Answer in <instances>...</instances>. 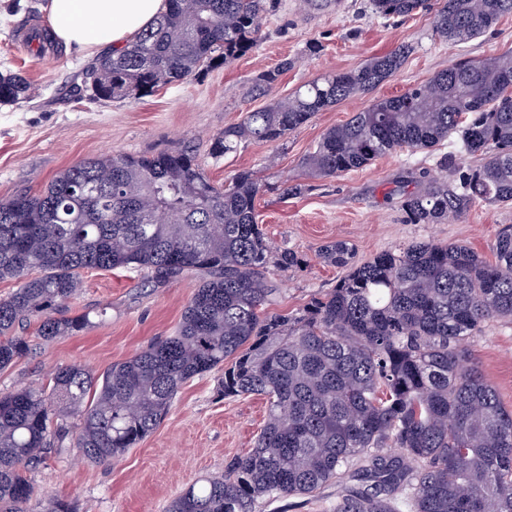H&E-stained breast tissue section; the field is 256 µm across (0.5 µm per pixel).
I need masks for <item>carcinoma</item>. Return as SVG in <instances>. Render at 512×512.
<instances>
[{
    "label": "carcinoma",
    "mask_w": 512,
    "mask_h": 512,
    "mask_svg": "<svg viewBox=\"0 0 512 512\" xmlns=\"http://www.w3.org/2000/svg\"><path fill=\"white\" fill-rule=\"evenodd\" d=\"M372 14L405 18L429 0H369ZM275 0H168L123 50L108 52L74 86L99 100L159 87L253 51ZM512 15V0H437L436 35L467 44ZM409 48L314 78L247 112L210 144L211 156L270 144L322 112L395 76ZM30 98L25 76L0 74V104ZM454 150L401 192L409 224H444L473 205L512 204V50L462 58L403 94L327 130L302 161L306 178L334 177L398 152ZM464 156L474 158L466 164ZM264 184L252 170L224 187L197 151L88 158L37 194L0 201V370L30 349L27 320L49 341L91 324L68 303L88 270L135 272L147 283L198 274L173 335L102 374L57 367L47 389L0 392V512H32L29 471L70 441L88 463L122 458L150 434L191 379L224 369L226 398L262 396L253 446L221 476L182 490L167 512H261L346 477L329 512H512V409L470 359L469 340L512 321V226L488 263L460 243L422 240L354 261L344 240L320 259L345 269L336 286L291 313L269 311L273 274L301 264L268 241L255 213Z\"/></svg>",
    "instance_id": "obj_1"
}]
</instances>
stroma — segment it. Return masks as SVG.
Instances as JSON below:
<instances>
[{"label":"stroma","instance_id":"1","mask_svg":"<svg viewBox=\"0 0 512 512\" xmlns=\"http://www.w3.org/2000/svg\"><path fill=\"white\" fill-rule=\"evenodd\" d=\"M48 26L46 0H0V71L22 73L32 87L30 99L0 105V199L37 193L59 172L90 157L150 155L193 145L214 184L223 185L241 169L254 170L271 184L257 202L259 222L272 242L304 259L278 279L273 309L280 313L301 308L342 276V269L318 257L328 241L353 243L359 262L421 240L461 242L490 261L498 231L512 225V205L486 204L445 224L406 222L391 192L416 187L423 172L435 171L440 156L452 149L448 143L435 151L387 155L354 171L308 180L300 194L290 191L302 181L303 158L327 129L376 100L425 82L458 56L487 58L511 49L512 16L458 47L436 35L428 11L387 22L370 12L367 0H338L325 10L304 7L301 0H280L252 53L153 95L115 102L71 97V87L81 83L91 58L55 41L38 55L22 44L24 32ZM313 42L319 45L314 54L308 50ZM402 45L410 52L397 76L315 114L286 141L251 144L225 158L209 155L212 139L243 113L284 99L321 74L353 69ZM286 59L293 60V68L257 89L260 73ZM195 280L189 274L146 287L129 271L85 272L69 310L89 313L92 327L46 342L38 337L36 323L23 326L30 350L0 372V391L47 387L51 369L60 365L98 374L151 340L171 335ZM469 349L503 405L512 408V321L487 323ZM220 376L215 370L185 384L160 425L119 461L87 464L69 446L52 455L31 473L33 512L53 499L72 502L77 512H166L186 486L223 474L227 461L252 446L265 422L266 402L260 396L224 397Z\"/></svg>","mask_w":512,"mask_h":512}]
</instances>
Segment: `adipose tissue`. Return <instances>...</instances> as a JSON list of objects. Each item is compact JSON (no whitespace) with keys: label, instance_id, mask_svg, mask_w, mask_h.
Masks as SVG:
<instances>
[{"label":"adipose tissue","instance_id":"1","mask_svg":"<svg viewBox=\"0 0 512 512\" xmlns=\"http://www.w3.org/2000/svg\"><path fill=\"white\" fill-rule=\"evenodd\" d=\"M167 8L166 0H48L52 35L87 53L117 51Z\"/></svg>","mask_w":512,"mask_h":512}]
</instances>
